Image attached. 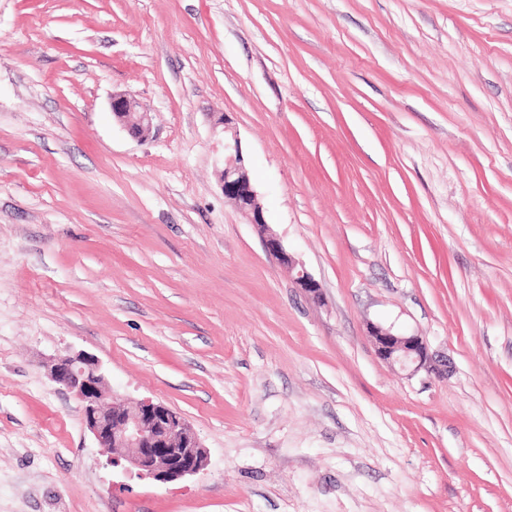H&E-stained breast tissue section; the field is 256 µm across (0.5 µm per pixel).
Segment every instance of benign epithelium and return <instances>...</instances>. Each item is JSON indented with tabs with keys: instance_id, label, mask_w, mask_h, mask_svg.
I'll use <instances>...</instances> for the list:
<instances>
[{
	"instance_id": "benign-epithelium-1",
	"label": "benign epithelium",
	"mask_w": 512,
	"mask_h": 512,
	"mask_svg": "<svg viewBox=\"0 0 512 512\" xmlns=\"http://www.w3.org/2000/svg\"><path fill=\"white\" fill-rule=\"evenodd\" d=\"M115 120L138 140L146 141L153 130L151 113L127 93L112 95ZM215 126L224 134V165L221 186L248 223L261 233L267 253L279 264L295 271L296 284L315 299L320 288L312 275L284 246L266 222L264 208L248 175V161L236 128L227 114H220ZM381 359L399 365L409 375L424 370L448 374V360L430 351L423 337L398 334L390 328H370ZM49 378L65 386L80 401L82 417L98 448L112 465L140 479L166 483L197 474L205 462L206 450L192 426L180 414L149 398L121 399L108 385L101 364L94 357L76 353L59 357L48 366Z\"/></svg>"
}]
</instances>
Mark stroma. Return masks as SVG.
<instances>
[{"label":"stroma","instance_id":"obj_1","mask_svg":"<svg viewBox=\"0 0 512 512\" xmlns=\"http://www.w3.org/2000/svg\"><path fill=\"white\" fill-rule=\"evenodd\" d=\"M221 114L322 302L225 199ZM78 352L204 469L109 465ZM0 512H512V0H0ZM111 110L115 120L137 141H146L153 130L151 113L127 93L112 96ZM374 345L381 359L399 365L412 376L421 370L435 375H447L448 360L430 351L427 342L416 334H398L392 328L373 325L370 328Z\"/></svg>","mask_w":512,"mask_h":512}]
</instances>
